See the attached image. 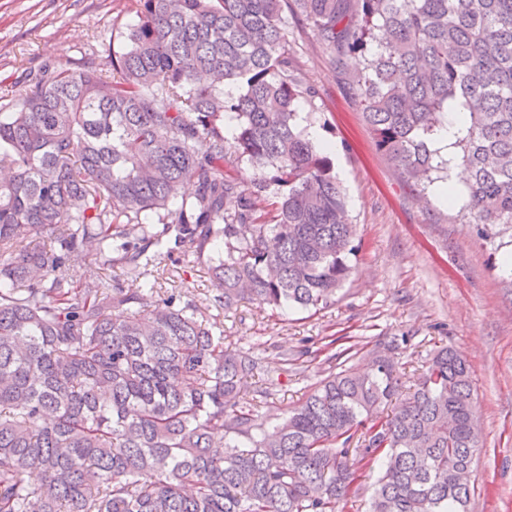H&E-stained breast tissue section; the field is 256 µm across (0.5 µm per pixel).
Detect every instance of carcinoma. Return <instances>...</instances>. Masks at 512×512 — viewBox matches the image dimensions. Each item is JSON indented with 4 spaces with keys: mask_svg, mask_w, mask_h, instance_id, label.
<instances>
[{
    "mask_svg": "<svg viewBox=\"0 0 512 512\" xmlns=\"http://www.w3.org/2000/svg\"><path fill=\"white\" fill-rule=\"evenodd\" d=\"M294 2L328 49L361 55L365 121L419 191L447 172L434 134L464 113L460 221L512 231V0ZM286 5L136 0L108 69L46 66L0 112V512H339L377 457L370 512H468L480 430L456 351L402 398L390 346L266 427L243 397L256 360L225 350L195 306L70 273L76 253L139 276L171 243H222L217 307L335 301L356 230L301 128L313 91L295 75ZM226 81L242 92L224 95ZM229 149L250 181L224 174Z\"/></svg>",
    "mask_w": 512,
    "mask_h": 512,
    "instance_id": "carcinoma-1",
    "label": "carcinoma"
}]
</instances>
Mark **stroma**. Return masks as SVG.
Here are the masks:
<instances>
[{"label": "stroma", "mask_w": 512, "mask_h": 512, "mask_svg": "<svg viewBox=\"0 0 512 512\" xmlns=\"http://www.w3.org/2000/svg\"><path fill=\"white\" fill-rule=\"evenodd\" d=\"M135 10V0H0V105L16 103L44 65L101 63L122 46ZM284 17L296 74L316 90L300 104L303 122L337 147L329 159L356 226L351 274L335 303L317 311L248 298L225 311L213 305L216 246L201 255L183 246L153 268L158 293L195 304L223 331L226 350L257 357L245 387L263 424L299 407L329 373L365 368L383 347L394 346L405 388L437 350L458 351L471 365L481 429L469 510L512 512V275L501 265L512 245L478 235L459 223L458 206L408 181L363 118L353 85L360 56L331 53L296 8ZM263 388L267 396L257 397Z\"/></svg>", "instance_id": "obj_1"}]
</instances>
